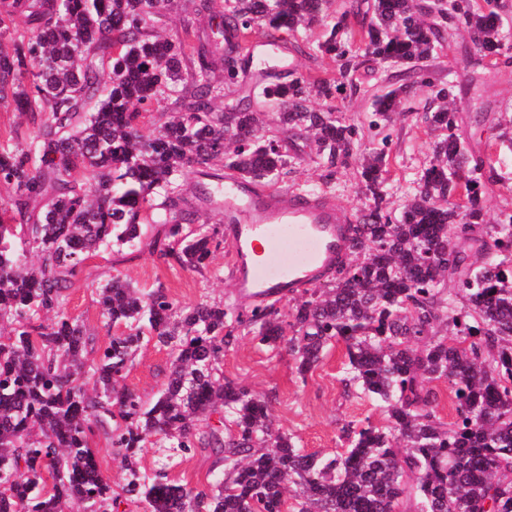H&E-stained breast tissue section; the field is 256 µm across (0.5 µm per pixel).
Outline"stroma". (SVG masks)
<instances>
[{
    "instance_id": "obj_1",
    "label": "stroma",
    "mask_w": 512,
    "mask_h": 512,
    "mask_svg": "<svg viewBox=\"0 0 512 512\" xmlns=\"http://www.w3.org/2000/svg\"><path fill=\"white\" fill-rule=\"evenodd\" d=\"M466 40L465 33H458L456 47L438 53L428 76L438 84L452 82L461 86L459 107L463 111L468 149L471 155L481 156L486 152L487 133L475 126L476 109L503 112L512 108V64L506 62L507 57H512V40L505 42L501 49L504 64L478 70L466 65L461 49ZM382 79L380 69H362L357 87H343L336 102L341 108L342 121L360 128L364 147L383 148L388 152L392 174L387 187L389 209L396 214L430 160L433 138L419 113L426 98L422 87L416 88L411 98L412 111L394 115L386 126L370 127L373 98ZM290 154L293 170L288 177L289 190L321 184L323 170L317 163L311 140L294 141ZM499 154L496 172L501 182L483 194L486 220L491 224L498 223L502 214L512 212V149L501 147ZM326 196L351 213L364 209L366 197L356 167L338 173ZM230 262V250L226 247L213 254L207 270L200 274L174 262H163L146 250L125 259L112 251H101L88 260L86 275L70 290L62 311L84 322L94 345L107 343L111 333L100 317L98 289L116 275L145 288L164 286L167 293L184 306L206 299L235 303L241 310H249V303L237 299ZM344 362L345 347L336 344L326 349L319 367L302 379L297 376L294 362L285 350L262 345L254 334L244 332L225 351L223 370L226 378L247 385L269 402L276 429L291 437L296 447L330 457L341 445L339 430L344 424L368 422L381 427L386 423L376 402L346 392L342 384ZM169 366L170 356L165 348L152 342L142 345L122 384L144 401H153L163 387ZM163 457L170 460V479L197 491H209L220 473L214 455L203 449L169 456L164 449L150 445L139 454L140 466L143 470H152Z\"/></svg>"
}]
</instances>
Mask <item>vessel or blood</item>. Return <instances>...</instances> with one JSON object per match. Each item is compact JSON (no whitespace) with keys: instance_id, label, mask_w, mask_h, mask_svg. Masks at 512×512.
<instances>
[{"instance_id":"b4317fda","label":"vessel or blood","mask_w":512,"mask_h":512,"mask_svg":"<svg viewBox=\"0 0 512 512\" xmlns=\"http://www.w3.org/2000/svg\"><path fill=\"white\" fill-rule=\"evenodd\" d=\"M215 190L224 200L234 284L250 300L265 302L306 287L349 251L351 215L322 196H275L235 175Z\"/></svg>"}]
</instances>
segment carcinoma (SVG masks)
Segmentation results:
<instances>
[{"instance_id": "1", "label": "carcinoma", "mask_w": 512, "mask_h": 512, "mask_svg": "<svg viewBox=\"0 0 512 512\" xmlns=\"http://www.w3.org/2000/svg\"><path fill=\"white\" fill-rule=\"evenodd\" d=\"M170 0H0V101L26 117L0 135V240L20 231L37 257L0 247V512H112L116 498L91 441L102 432L126 462L124 493L148 512H512V214L478 239L480 263L456 249L459 233L485 223L481 178L496 176L494 147L512 143V120L488 127L484 156L457 133L455 86L425 81L428 63L460 28L476 47L473 68L496 61L505 31L494 0H373V18L321 15L326 0H192L218 23L206 45L192 24L174 41L150 29ZM324 27L321 40H298ZM331 57L356 87L363 64L394 67L375 96L388 122L416 83L431 88L422 122L436 132L432 160L400 218L385 205L383 150L362 148L358 129L336 117V78L288 70L224 98L211 79L220 55L231 80L251 72L249 43ZM29 83L23 82L25 73ZM175 96L181 111L155 113ZM224 100V107L215 105ZM278 106L273 125L258 112ZM314 139L325 179L352 164L371 196L353 225L352 262L322 288L294 299L290 320L275 304L227 320L207 301L180 307L163 287L144 291L120 277L99 288L106 325L127 331L85 354V325L59 314L85 263L102 248L135 252L147 227L159 257L203 272L220 247L193 227L198 207L220 204L210 181L224 171L275 186L291 174L288 138ZM202 178L190 203L177 176ZM54 314L45 325L42 317ZM248 323L261 342L284 344L299 376L332 341L346 347L345 388L375 399L388 424L341 428L346 443L323 459L273 428L268 402L224 378V348ZM148 328L171 356L167 381L146 405L120 389ZM448 384L456 418L436 414ZM218 416V424L210 422ZM149 444L188 453L208 448L224 466L210 493L151 477L136 460Z\"/></svg>"}]
</instances>
